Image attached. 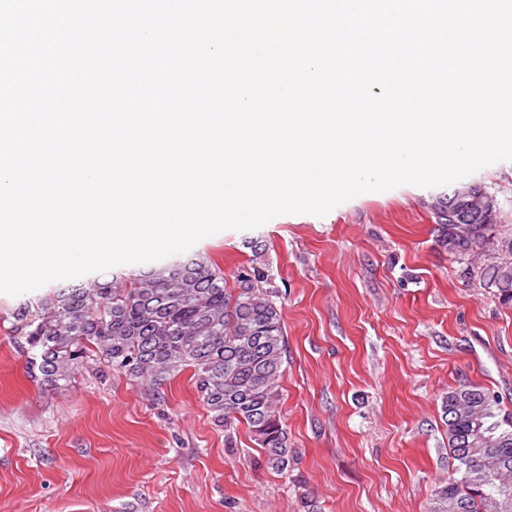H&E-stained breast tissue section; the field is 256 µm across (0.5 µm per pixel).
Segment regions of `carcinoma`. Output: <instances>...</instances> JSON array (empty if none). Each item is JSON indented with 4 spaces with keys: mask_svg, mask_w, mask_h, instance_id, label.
<instances>
[{
    "mask_svg": "<svg viewBox=\"0 0 512 512\" xmlns=\"http://www.w3.org/2000/svg\"><path fill=\"white\" fill-rule=\"evenodd\" d=\"M435 210L455 258L466 259L474 244L512 249V228L471 224L461 239L448 206ZM465 274L512 302V274L491 263ZM237 283L226 287L224 272L205 256L178 266L168 260L129 274L121 287L94 279L37 295L12 313V333L26 345L30 376L54 389L92 363L155 386L192 369L215 425H246L268 467L286 475L292 454L278 406L288 342L279 291L263 264L239 269ZM495 405L472 384L443 397L449 455L461 477L435 490L429 512H512V413Z\"/></svg>",
    "mask_w": 512,
    "mask_h": 512,
    "instance_id": "1",
    "label": "carcinoma"
}]
</instances>
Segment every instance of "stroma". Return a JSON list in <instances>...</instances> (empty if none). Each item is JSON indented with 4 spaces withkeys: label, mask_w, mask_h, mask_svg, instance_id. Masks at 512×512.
<instances>
[{
    "label": "stroma",
    "mask_w": 512,
    "mask_h": 512,
    "mask_svg": "<svg viewBox=\"0 0 512 512\" xmlns=\"http://www.w3.org/2000/svg\"><path fill=\"white\" fill-rule=\"evenodd\" d=\"M512 224V161L474 175ZM443 187L366 192L200 240L234 282L267 265L288 339V475L245 425L215 426L184 370L153 388L89 368L27 370L0 293V512H426L452 475L442 400L464 383L512 411V303L439 242Z\"/></svg>",
    "instance_id": "stroma-1"
}]
</instances>
